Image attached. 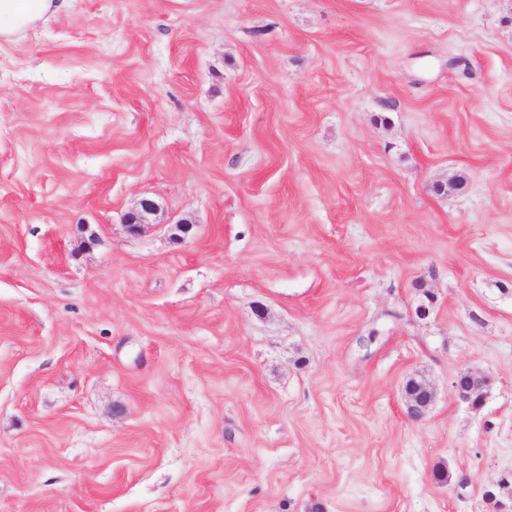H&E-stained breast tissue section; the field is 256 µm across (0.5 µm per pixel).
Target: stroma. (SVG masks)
<instances>
[{"label":"stroma","instance_id":"35a3bbf8","mask_svg":"<svg viewBox=\"0 0 512 512\" xmlns=\"http://www.w3.org/2000/svg\"><path fill=\"white\" fill-rule=\"evenodd\" d=\"M55 2L0 35V512H487L512 0ZM485 385V377L477 376L468 369L459 370L452 382L459 398L475 407L480 406L484 400ZM417 392L415 395L410 396L406 392L405 408L407 416L413 421L422 420L430 407L432 406L435 398V392L431 385L426 382H415Z\"/></svg>","mask_w":512,"mask_h":512}]
</instances>
